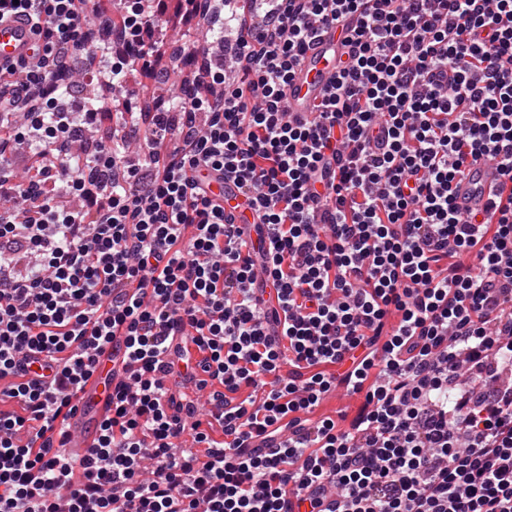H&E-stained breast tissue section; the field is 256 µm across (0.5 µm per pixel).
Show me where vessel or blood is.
<instances>
[{
  "mask_svg": "<svg viewBox=\"0 0 512 512\" xmlns=\"http://www.w3.org/2000/svg\"><path fill=\"white\" fill-rule=\"evenodd\" d=\"M344 39L342 28L322 27L304 54L288 94L289 110L298 118L309 117L331 87L337 75V60L345 51ZM35 43L36 37L28 25L14 19L0 20V66L32 57ZM208 180L211 192L223 196L225 204H232L239 198L238 183L233 177L223 178L212 173ZM498 181L495 171L481 165L473 167L470 176L456 188L457 204L471 206L484 202ZM119 379V374L112 369V350L104 348L94 373L79 395L76 412L66 421L71 434L68 444L71 452L81 455L94 446L98 424L112 412V389Z\"/></svg>",
  "mask_w": 512,
  "mask_h": 512,
  "instance_id": "obj_1",
  "label": "vessel or blood"
}]
</instances>
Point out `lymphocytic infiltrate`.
<instances>
[{
	"mask_svg": "<svg viewBox=\"0 0 512 512\" xmlns=\"http://www.w3.org/2000/svg\"><path fill=\"white\" fill-rule=\"evenodd\" d=\"M0 0L36 63L0 69V512H512V0ZM237 29L235 74L177 20ZM347 57L287 110L321 25ZM112 92L110 136L61 80ZM189 85L143 116L140 68ZM52 159L14 180L19 147ZM507 191L462 211L476 163ZM234 174L237 224L194 171ZM69 204H59V197ZM89 455L63 425L114 336ZM355 414L313 418L333 392ZM206 394L213 410L199 413ZM250 439L266 451L245 452Z\"/></svg>",
	"mask_w": 512,
	"mask_h": 512,
	"instance_id": "lymphocytic-infiltrate-1",
	"label": "lymphocytic infiltrate"
}]
</instances>
